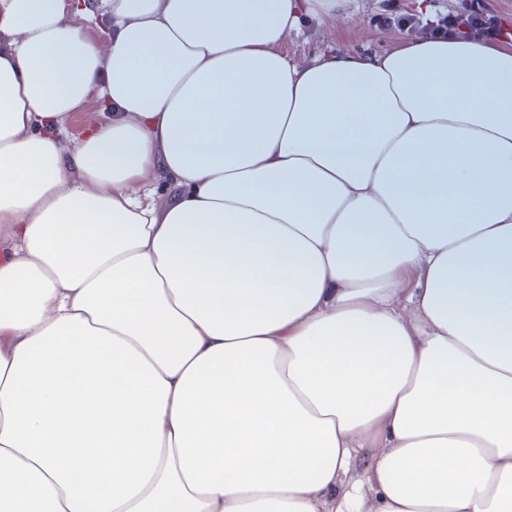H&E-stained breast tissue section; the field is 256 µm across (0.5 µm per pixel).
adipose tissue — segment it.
Listing matches in <instances>:
<instances>
[{
	"mask_svg": "<svg viewBox=\"0 0 512 512\" xmlns=\"http://www.w3.org/2000/svg\"><path fill=\"white\" fill-rule=\"evenodd\" d=\"M349 2L0 0V512H512V50ZM469 1L427 0L430 9L423 14L414 8L413 0H352L345 16L332 19L320 14L306 19L302 33L290 35L283 42L281 52L294 60H308L328 46L365 53L381 52L395 44L401 33L430 31L431 23H435L433 30L448 28L452 18L448 13H464ZM321 33L327 36L323 39Z\"/></svg>",
	"mask_w": 512,
	"mask_h": 512,
	"instance_id": "ef3b65f1",
	"label": "adipose tissue"
}]
</instances>
